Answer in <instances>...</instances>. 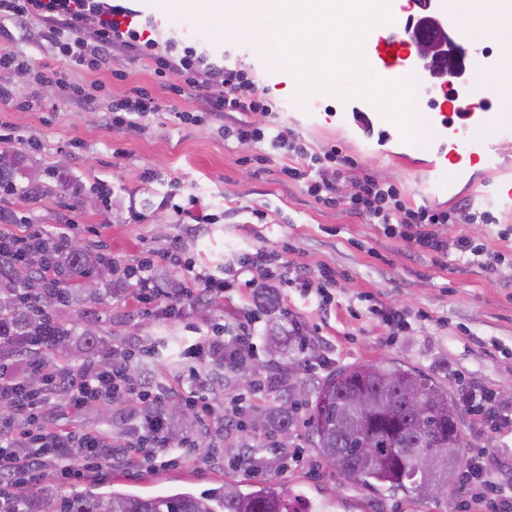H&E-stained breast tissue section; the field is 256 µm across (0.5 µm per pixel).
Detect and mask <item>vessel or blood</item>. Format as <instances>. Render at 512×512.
Returning a JSON list of instances; mask_svg holds the SVG:
<instances>
[{"instance_id":"vessel-or-blood-1","label":"vessel or blood","mask_w":512,"mask_h":512,"mask_svg":"<svg viewBox=\"0 0 512 512\" xmlns=\"http://www.w3.org/2000/svg\"><path fill=\"white\" fill-rule=\"evenodd\" d=\"M504 0H481V23L461 24L453 0H390V21L369 29L364 45L377 79L414 85L413 105L422 123L409 150L425 151L432 161L419 175L420 197L430 200L448 189L449 170L462 163L480 166L495 181L484 204L512 212V170L499 161L503 145L512 143V115L489 102L486 72L500 57L481 53L480 32L489 27ZM365 126L357 150L376 158L389 143L404 141L397 123L371 100L352 99L338 123Z\"/></svg>"}]
</instances>
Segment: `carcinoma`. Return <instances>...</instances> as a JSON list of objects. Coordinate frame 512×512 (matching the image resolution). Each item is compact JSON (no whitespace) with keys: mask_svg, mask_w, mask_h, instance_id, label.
Instances as JSON below:
<instances>
[{"mask_svg":"<svg viewBox=\"0 0 512 512\" xmlns=\"http://www.w3.org/2000/svg\"><path fill=\"white\" fill-rule=\"evenodd\" d=\"M21 161L13 154H0V187L17 190ZM58 265L67 273V302L81 297L83 283L100 265L98 256L73 249L59 255ZM65 348L72 357L85 356L110 361L117 351L100 339L95 330L80 334L66 327L47 307L40 314L26 311L12 288L0 287V361L13 360L21 352L52 361L54 351ZM419 392L429 405L426 421L414 423L403 406L404 397ZM366 394L387 400L382 407L358 420L354 397ZM309 421L314 451L339 478L380 493L403 491L429 498L438 485L460 482L468 467L464 449L457 446L462 432L459 405L440 382L421 370L397 362L354 363L330 372L313 390ZM296 402L273 406L260 415L261 427L270 433L288 435L296 421ZM377 449L376 456L361 453ZM434 448L440 463L435 473L416 468L414 453ZM316 506L273 478L242 489L239 484L195 492L174 491L142 498L112 491L88 489L61 492L51 484H37L0 497V512H314Z\"/></svg>","mask_w":512,"mask_h":512,"instance_id":"obj_1","label":"carcinoma"}]
</instances>
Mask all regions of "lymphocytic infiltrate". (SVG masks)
I'll list each match as a JSON object with an SVG mask.
<instances>
[{"mask_svg":"<svg viewBox=\"0 0 512 512\" xmlns=\"http://www.w3.org/2000/svg\"><path fill=\"white\" fill-rule=\"evenodd\" d=\"M35 16L51 20L46 41L58 49L67 63L83 69H100L107 61L108 50L119 44L135 55L153 51L155 75L169 83L175 93H183L188 87L222 85L223 93L206 97L207 113L216 120L231 112L239 113L240 120L233 130L238 141L267 140L273 147L285 150L293 162L283 166V175L302 184L316 201L327 206L345 202L350 214L381 226L386 237L407 243L434 265L444 266L453 254L459 265L492 270L482 247L466 238L448 241L438 232L442 224L496 223L491 210L407 205L396 185L355 169L347 173L337 169L336 148L313 153L282 126L257 125L254 115H270L272 103L247 72L204 62L189 47L177 56L157 53L158 42L152 38L148 23L139 20L137 11L108 4L107 0H0L1 19L21 21ZM156 110L155 99L145 88L130 87L112 110V129L125 131L136 119ZM83 230L80 224H64L55 232L44 231L36 224L1 225L0 272L53 284L56 302L64 303L60 275L51 258L73 246ZM161 265L180 276L181 286L176 292L157 287L155 271ZM122 278L134 281L135 299L141 308L164 319L181 316L185 305L200 297L223 302L230 286L224 278L196 269L176 246L148 253L136 266L125 268ZM258 322V315L253 313L213 328L211 337L190 345L187 356L196 359L204 349L220 348L224 351L225 369L239 370L258 354ZM148 353L145 347L136 352L130 350L119 362L105 366L91 363L76 371L52 367L34 357L0 362V478L24 483L40 476L46 468L58 482L68 484L83 478L85 472L110 470L116 460L126 469L137 470L145 465L165 469L194 463L202 457L213 459L214 451H201V437H173L167 423V407L172 403L188 408L199 423L211 419L213 407L205 380L192 367L188 370L189 385L182 389L162 381H134L127 365L136 355ZM131 399L138 409L129 419L131 437L123 442L117 457L109 452L110 442L100 432L51 431L43 422L46 411L57 405L78 412L95 402L120 405ZM66 441L78 442L84 449L83 463H75L58 452V444ZM466 487L472 505L485 512H512V485L497 481L488 453L471 458Z\"/></svg>","mask_w":512,"mask_h":512,"instance_id":"1","label":"lymphocytic infiltrate"}]
</instances>
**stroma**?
I'll use <instances>...</instances> for the list:
<instances>
[{"instance_id": "1", "label": "stroma", "mask_w": 512, "mask_h": 512, "mask_svg": "<svg viewBox=\"0 0 512 512\" xmlns=\"http://www.w3.org/2000/svg\"><path fill=\"white\" fill-rule=\"evenodd\" d=\"M163 3L126 0L127 7L141 11L156 25L160 45L171 43L179 51L190 47L208 62L249 71L270 93L273 121L300 138L310 151L336 147L375 177L397 185L408 204H419L418 172L427 155L406 161L359 155L328 119L336 109L335 93L316 90L297 98L288 84H275L251 43L208 24L202 16L168 11ZM0 25L11 34L10 39L0 38V47L24 52L36 67H64L67 77L92 97L87 105L65 97L55 85L36 83L33 71H0V85L30 103L29 109L19 110L0 102V120L13 127L11 141L0 142V153L22 155L26 169L36 171L40 184L48 188L34 200L18 192L0 200L1 215L49 230L71 221L91 226L81 247L93 251L105 244L122 265L146 250L164 249L175 242L198 267L215 275L254 247L287 249L291 269L303 270L311 278L324 264L343 272L328 302L284 287L276 310L261 312L260 356L252 368L276 385L268 394L253 397L254 412L287 398L293 378H301L311 389L337 367L386 359L427 373L452 398L476 387L497 393L512 410V214H499L491 225L442 228L448 240L465 237L488 253H501L496 272L476 266L462 269L453 262L445 268L434 266L405 243L386 238L378 225L351 215L345 205L323 206L300 184L285 180L280 173L287 161L284 151L225 137L224 130L234 126L235 115L217 123L176 121L175 113L203 112V94L198 90L180 96L171 93L156 79L152 59L115 47L106 65L88 72L64 66L57 49L42 37L48 27L44 20H7ZM130 84L149 88L160 110L139 119L136 127L116 133L110 127V113ZM259 154L268 158L262 169L254 161ZM146 171L151 174L147 180L142 177ZM104 187L112 193L108 209L100 201ZM174 193L198 197L215 214V223L200 233L179 229L177 216L161 205ZM98 291L99 299L58 307V316L78 333L93 327L115 348L137 343L153 348L145 361L152 380L183 379L187 368L180 352L195 332L232 322L256 307L253 291L244 287L225 294L223 304L205 309L194 305L180 318L161 320L139 309L133 287L118 285L115 275L101 281ZM375 302L398 310L426 311L431 319L405 328L390 326L371 313ZM289 313L299 315L316 338L307 352L278 350L269 341L268 330ZM297 417L294 434L279 437L278 443L283 448L302 446V461L261 470L260 478L276 475L313 502L327 504L329 512H461L456 487L438 500L418 502L403 494L388 496L360 486H339L310 445L307 409H298ZM461 421L470 442L467 455L489 451L500 481L511 482L512 430L484 427L467 410L462 411ZM48 424L97 430L116 442L128 430L120 411L106 403L75 415L52 411ZM207 440L220 448L221 463L166 470L144 467L134 474L116 466L103 480L88 474L82 486L100 493L118 488L146 497L251 481L253 476L233 467L232 461L243 442L264 443L261 431L226 428L216 417L209 424Z\"/></svg>"}]
</instances>
